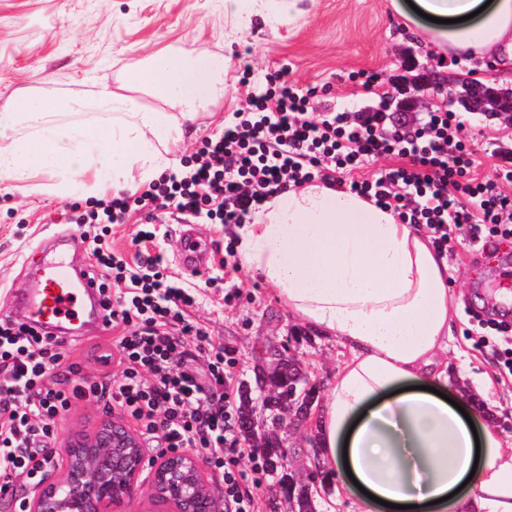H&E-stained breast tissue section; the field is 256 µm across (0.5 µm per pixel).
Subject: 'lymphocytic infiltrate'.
Here are the masks:
<instances>
[{
  "instance_id": "f902f5d3",
  "label": "lymphocytic infiltrate",
  "mask_w": 512,
  "mask_h": 512,
  "mask_svg": "<svg viewBox=\"0 0 512 512\" xmlns=\"http://www.w3.org/2000/svg\"><path fill=\"white\" fill-rule=\"evenodd\" d=\"M311 95L287 81L268 83L248 95L231 125L203 141L188 160L189 172L105 197L85 213L67 205L66 221L82 226L97 268L112 280L101 289L102 311L106 328L118 336L115 346L100 347L103 375L90 380L66 364L54 336L38 325L0 323V486L11 488L16 512H23L27 490L56 465L59 422L90 396L119 409L147 447L208 455L224 485V512H257L264 468L241 439L223 351L186 318L195 298L166 274L163 254L139 251L125 259L106 245L108 225L140 214L146 228L135 240L142 243L154 239L149 226L164 210L176 220L204 213L241 224L277 191L318 178L374 200L402 223L426 226L442 255L458 238L472 249L512 239V196L501 189L512 182V165L472 177L462 113L430 112L415 124L379 110L332 107L313 116ZM379 158L398 164L369 180H347V173ZM468 323L467 335L497 345L512 374V324L475 312ZM190 342L214 354L207 380L189 368Z\"/></svg>"
}]
</instances>
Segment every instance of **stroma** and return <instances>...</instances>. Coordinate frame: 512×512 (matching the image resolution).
<instances>
[{"mask_svg": "<svg viewBox=\"0 0 512 512\" xmlns=\"http://www.w3.org/2000/svg\"><path fill=\"white\" fill-rule=\"evenodd\" d=\"M177 45L215 52L226 61L224 98L214 112L199 115L196 136L172 146L170 156L178 162L196 152L202 139L221 132L244 103L248 87L240 77L246 69L258 83L283 72L300 86L326 88L325 102L349 110L378 105L375 96L348 80L351 71H376L388 87L416 78L421 65L451 80L471 72L467 62L424 51L405 32L391 0H298L290 17L279 12L277 0H241L233 14L225 12L224 0H0V104L29 86L62 92L85 84L114 86L130 60ZM464 135L476 152L480 177L492 175L496 152L512 149V129L493 116L469 114ZM64 204L48 193L0 186V320L15 318L17 293L32 288L31 260L43 241L67 235L74 266L92 269L94 258L78 227L57 221ZM155 227L153 245L164 254L168 275L195 292L190 317L225 349L235 386L253 382L262 344L285 341L318 395H325L348 348L296 319L257 274L225 267L224 249L237 240V225L205 218L177 224L165 217ZM185 235L200 244V263L192 271L180 264ZM446 261L453 295L461 301L444 356L448 382L465 391L467 403L480 407L485 421L500 427L512 445V428L505 426L512 419V380L502 377L490 349L475 347L464 334L468 309L489 302L504 269L498 259L475 255L461 244ZM112 340L110 332L95 326L63 338L70 362L87 378L99 374L91 346ZM484 374L491 385L476 390L473 380ZM105 415L102 403L86 398L67 413L59 431L92 435Z\"/></svg>", "mask_w": 512, "mask_h": 512, "instance_id": "obj_1", "label": "stroma"}]
</instances>
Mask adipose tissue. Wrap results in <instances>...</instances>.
Wrapping results in <instances>:
<instances>
[{
	"label": "adipose tissue",
	"mask_w": 512,
	"mask_h": 512,
	"mask_svg": "<svg viewBox=\"0 0 512 512\" xmlns=\"http://www.w3.org/2000/svg\"><path fill=\"white\" fill-rule=\"evenodd\" d=\"M391 2L424 45L512 78V0ZM421 12L432 23L418 24ZM224 66L205 50L162 51L130 61L116 87L19 90L0 105V183L43 178L72 197L152 182L200 111L223 99ZM239 234L243 265L351 352L325 394L313 460L357 495L359 512H512V449L477 409L450 403L439 358L457 309L430 238L318 181L274 194Z\"/></svg>",
	"instance_id": "obj_1"
}]
</instances>
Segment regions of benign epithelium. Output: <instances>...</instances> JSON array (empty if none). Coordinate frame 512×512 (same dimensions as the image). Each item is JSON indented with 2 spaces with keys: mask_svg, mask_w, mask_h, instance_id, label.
<instances>
[{
  "mask_svg": "<svg viewBox=\"0 0 512 512\" xmlns=\"http://www.w3.org/2000/svg\"><path fill=\"white\" fill-rule=\"evenodd\" d=\"M441 82L438 72L426 68L420 77L397 85L386 107L390 112H413L425 104L423 92L440 87ZM446 103H463L471 112L512 119L511 86L461 77ZM286 357L282 343L265 347L258 357L261 379L279 374ZM65 452V472L45 477L26 501L28 512H114L137 493L139 475L147 466L151 500L170 506V512H218L199 457L161 452L148 459L140 438L119 417L107 416L93 435L67 442Z\"/></svg>",
  "mask_w": 512,
  "mask_h": 512,
  "instance_id": "obj_1",
  "label": "benign epithelium"
}]
</instances>
